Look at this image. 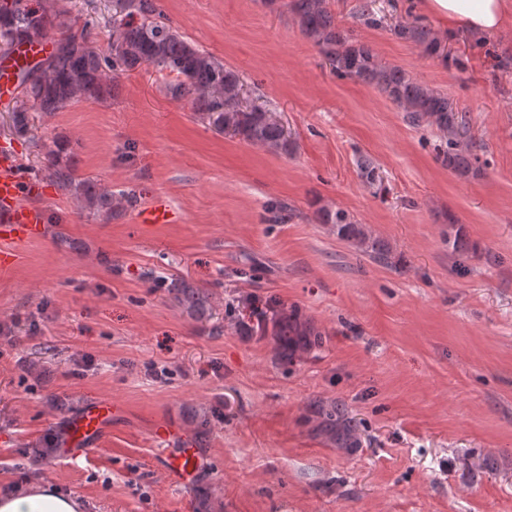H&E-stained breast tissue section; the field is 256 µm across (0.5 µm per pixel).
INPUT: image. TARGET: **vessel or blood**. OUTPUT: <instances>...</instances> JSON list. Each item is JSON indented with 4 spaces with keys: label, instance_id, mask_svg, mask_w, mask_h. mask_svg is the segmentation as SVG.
Returning <instances> with one entry per match:
<instances>
[{
    "label": "vessel or blood",
    "instance_id": "b4317fda",
    "mask_svg": "<svg viewBox=\"0 0 512 512\" xmlns=\"http://www.w3.org/2000/svg\"><path fill=\"white\" fill-rule=\"evenodd\" d=\"M50 42L25 45L15 55L14 62L0 63V98L10 95L14 88V64L31 62L46 55ZM32 185L25 180L17 160L11 153L0 154V264L10 265L17 260V242L41 234L46 221L44 210L30 203ZM116 407L111 402L92 404L72 419L68 425L64 454L80 456L86 453L91 439L101 437L112 423ZM164 471L174 484L189 480L202 466L203 457L194 448H166L162 451Z\"/></svg>",
    "mask_w": 512,
    "mask_h": 512
}]
</instances>
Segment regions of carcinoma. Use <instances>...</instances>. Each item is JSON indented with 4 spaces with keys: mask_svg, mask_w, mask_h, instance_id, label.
I'll use <instances>...</instances> for the list:
<instances>
[{
    "mask_svg": "<svg viewBox=\"0 0 512 512\" xmlns=\"http://www.w3.org/2000/svg\"><path fill=\"white\" fill-rule=\"evenodd\" d=\"M66 0H0V52L11 56L18 47L34 40L53 37L52 51L32 65L19 69V104L8 112L9 134L16 139L35 138V126L28 109L51 113L78 102L98 100L111 92L117 71H134L149 66L166 78L165 86L176 100L189 99L201 118L214 130L229 133L243 142L288 154L294 143L275 112L264 102L243 97L238 73L212 55L200 50L177 30L160 20L154 0H112L109 26L110 56L102 55L87 28L77 33L67 20ZM302 34L311 40L339 77L376 86L404 111L412 123L428 122L446 136V147L438 158L442 165L461 175H477L479 157L466 115L448 98L411 77L404 69L382 64L367 44L351 39L336 24L326 0H289ZM398 38L428 53L439 51L434 32L419 20L399 23L392 29ZM44 172L57 186L71 192L81 208L104 222L112 213L132 202L134 195H114L98 180L78 174L67 154V145L53 140L46 147ZM362 180L373 186L380 181L373 161H357ZM316 219L330 224L336 236L351 242L374 262L386 267L395 256L382 240L371 236L344 210L322 208ZM177 300L190 313L206 312L209 295L183 280L170 285ZM253 331L271 336L278 350L293 356L320 344L321 333L292 310L285 312L271 300L267 310L255 311ZM325 429L345 443H351L350 427L325 415Z\"/></svg>",
    "mask_w": 512,
    "mask_h": 512,
    "instance_id": "obj_1",
    "label": "carcinoma"
}]
</instances>
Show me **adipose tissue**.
Here are the masks:
<instances>
[{"instance_id":"obj_1","label":"adipose tissue","mask_w":512,"mask_h":512,"mask_svg":"<svg viewBox=\"0 0 512 512\" xmlns=\"http://www.w3.org/2000/svg\"><path fill=\"white\" fill-rule=\"evenodd\" d=\"M423 10L441 23L444 32H492L512 21V0H423ZM0 512H80L78 501L36 481L0 496Z\"/></svg>"}]
</instances>
